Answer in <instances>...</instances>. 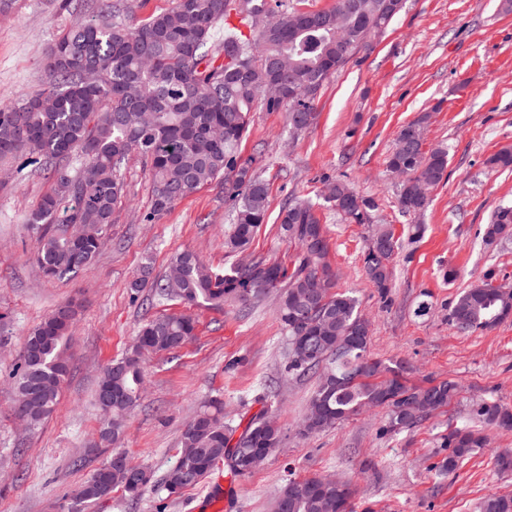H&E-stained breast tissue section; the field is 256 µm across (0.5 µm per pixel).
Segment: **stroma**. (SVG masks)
<instances>
[{
	"instance_id": "1",
	"label": "stroma",
	"mask_w": 512,
	"mask_h": 512,
	"mask_svg": "<svg viewBox=\"0 0 512 512\" xmlns=\"http://www.w3.org/2000/svg\"><path fill=\"white\" fill-rule=\"evenodd\" d=\"M59 0H14L0 15V105L40 88L41 61L59 30L82 16L59 10ZM316 124L293 134L285 112L257 108L243 156H253L269 184L268 218L251 254L287 262L294 247L278 215L291 198L311 199L329 227L328 260L339 272L336 289L357 297L371 322L370 354L405 362L409 383L454 379L452 403L417 426L385 431L387 411H364L303 438L300 420L315 376L287 372L288 340L275 298L258 306H198L194 336L180 349L141 359L145 394L133 407L119 444L152 482L130 499L122 489L88 512H197L222 487V512H271L289 477L329 475L351 482L354 512H478L490 492L512 494V474L494 468L497 452L512 450V430L487 429L488 446L455 475L441 476L443 438L471 425L477 405L512 408V320L488 332L462 334L448 322L455 296L485 271L512 283V239L489 245L492 213L512 205V169L491 156L512 145V12L500 0H407L384 33L372 38L323 87ZM428 114L426 147L448 148L445 180L419 216L402 213L397 184L386 165L396 134ZM343 179L376 208L367 224L346 223L323 199L330 181ZM125 196L108 243L96 261L69 280L43 277L35 260L36 233L26 222L50 183L43 175L0 165V512H67L68 497L107 454H91L99 415L94 394L103 369L131 349L139 326L159 313H182L173 301L132 299L127 284L142 263L164 273L171 255L195 250L221 269L240 256L224 249L230 216L224 197L207 186L153 224L145 164L131 159ZM424 232L411 238L410 227ZM388 225L403 247L393 262L388 299L361 272L362 253L375 225ZM455 269L454 280L444 273ZM81 305L72 328L70 374L56 411L35 429L12 409L13 369L26 334L60 303ZM272 386L283 443L265 464L242 478L216 468L180 499L168 498L163 479L174 465L187 422L210 398L224 401V421L237 425L260 411L254 398Z\"/></svg>"
}]
</instances>
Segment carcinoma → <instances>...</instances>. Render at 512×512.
Here are the masks:
<instances>
[{"label":"carcinoma","mask_w":512,"mask_h":512,"mask_svg":"<svg viewBox=\"0 0 512 512\" xmlns=\"http://www.w3.org/2000/svg\"><path fill=\"white\" fill-rule=\"evenodd\" d=\"M67 11L90 19L62 31L42 60L46 85L0 106V161L17 169L45 173L52 182L30 213L27 223L37 234L36 261L48 279H64L88 267L101 253L107 230L124 195L122 172L134 156L146 164L152 183L151 206L142 222L153 224L178 202L217 183L232 224L224 246L246 251L268 210L269 184L258 171L257 158L242 155L257 106L285 111L292 128L305 130L317 122L314 101L324 83L351 59L369 38L381 33L405 7V0H333L320 10H302L286 0H172V6L143 19L134 16L132 0H61ZM224 27V40H212ZM429 115L401 126L398 143L406 148L390 163L405 174L398 185L404 213L420 214L429 201L422 192L437 187L448 168V149L425 150ZM68 206L60 208L62 201ZM349 224H367L374 203L338 180L326 199ZM281 231L295 246L290 265L262 257L214 270L191 250L175 252L162 275L144 263L128 283L138 297L152 289L159 299L175 300L191 309L224 303L255 305L277 292V316L294 340L311 337L309 354L290 359L288 371L302 378L319 374L300 426L306 437L330 429L364 409L385 408L384 431L420 423L414 404L422 396L428 413L447 406L458 394L451 379L427 387L409 386L402 366H387L369 355V323L359 300L334 291L338 278L326 261L328 235L315 204L287 200L280 212ZM512 235V207L501 206L486 225L488 243ZM401 243L394 233L378 228L363 253L362 268L380 297L389 294L391 263ZM489 271L460 292L448 310V322L461 333L489 331L512 314V285H495ZM75 310L64 305L33 327L12 370L14 410L35 428L59 404L68 376L67 341ZM195 331L186 314L159 315L137 336L150 352H170ZM142 352L133 349L108 366L97 391L98 446L116 444L126 417L142 392ZM268 411L252 415L242 430L224 423L221 400L203 405L182 431L176 460L165 482L179 480L181 490L199 485L219 465L231 475L250 474L232 463L231 449L275 451L281 427ZM480 423L512 429V411L498 403L474 409ZM485 437L465 428L444 438L448 457L439 470L454 474L464 460L484 447ZM131 471L112 461L75 491L68 512L90 505L125 488ZM309 477L290 479L281 488L277 512H328L336 486L316 493ZM480 512H512V495L489 493Z\"/></svg>","instance_id":"carcinoma-1"}]
</instances>
